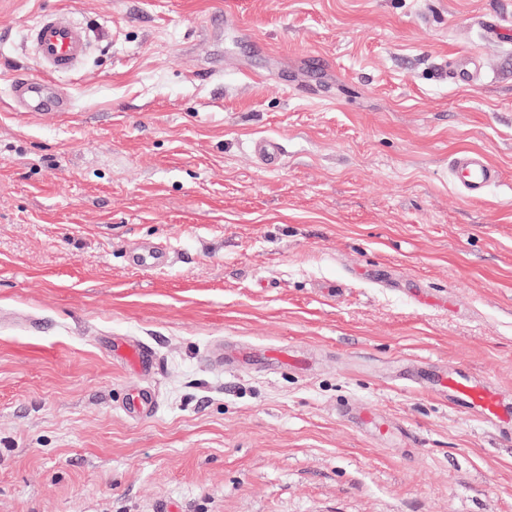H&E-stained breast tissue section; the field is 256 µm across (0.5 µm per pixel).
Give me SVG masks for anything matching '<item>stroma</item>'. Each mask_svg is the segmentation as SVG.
<instances>
[{
	"instance_id": "35a3bbf8",
	"label": "stroma",
	"mask_w": 512,
	"mask_h": 512,
	"mask_svg": "<svg viewBox=\"0 0 512 512\" xmlns=\"http://www.w3.org/2000/svg\"><path fill=\"white\" fill-rule=\"evenodd\" d=\"M53 9L90 47L38 115ZM461 369L512 403V0H0V512H512V442L430 390ZM13 92L27 112H40L47 106L57 112H68L71 108L70 100L58 95L46 80L21 79L15 83ZM450 171L463 197L469 201L482 199L492 185L501 179V171L478 151H463L452 157ZM112 358L138 373L151 372L158 365L153 349L142 341H113Z\"/></svg>"
}]
</instances>
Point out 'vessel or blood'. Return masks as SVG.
Wrapping results in <instances>:
<instances>
[{
	"label": "vessel or blood",
	"mask_w": 512,
	"mask_h": 512,
	"mask_svg": "<svg viewBox=\"0 0 512 512\" xmlns=\"http://www.w3.org/2000/svg\"><path fill=\"white\" fill-rule=\"evenodd\" d=\"M27 38L40 65L50 72L74 70L88 48L85 30L61 11L43 12L30 27ZM14 95L29 112L48 106L59 112L71 108L68 98L58 95L49 82L41 79L17 81ZM450 171L464 198L470 201L482 199L487 189L501 179L500 169L478 151L455 154ZM112 357L138 373L152 371L158 365L153 349L141 341L113 342ZM436 386L453 404L497 424L502 430L512 429V406L503 403L498 391L488 382L458 371L437 377Z\"/></svg>",
	"instance_id": "obj_1"
}]
</instances>
